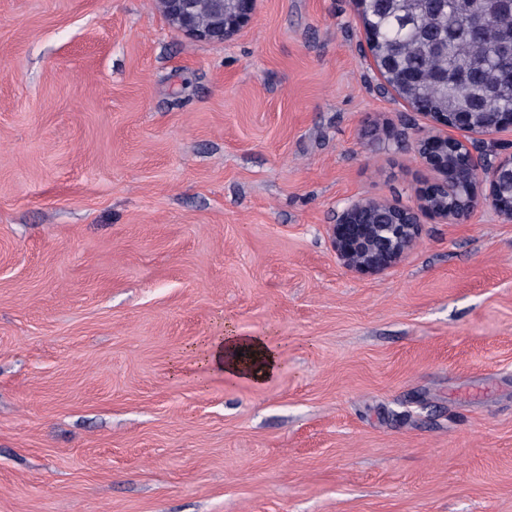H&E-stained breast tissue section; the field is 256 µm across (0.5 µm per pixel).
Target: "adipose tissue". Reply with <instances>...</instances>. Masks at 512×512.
Listing matches in <instances>:
<instances>
[{"instance_id": "adipose-tissue-1", "label": "adipose tissue", "mask_w": 512, "mask_h": 512, "mask_svg": "<svg viewBox=\"0 0 512 512\" xmlns=\"http://www.w3.org/2000/svg\"><path fill=\"white\" fill-rule=\"evenodd\" d=\"M278 355L261 336H244L233 328L213 337L207 344L199 365L210 371L261 384L278 367Z\"/></svg>"}]
</instances>
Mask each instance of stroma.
<instances>
[{
	"instance_id": "35a3bbf8",
	"label": "stroma",
	"mask_w": 512,
	"mask_h": 512,
	"mask_svg": "<svg viewBox=\"0 0 512 512\" xmlns=\"http://www.w3.org/2000/svg\"><path fill=\"white\" fill-rule=\"evenodd\" d=\"M433 129L353 0L221 43L0 0V512H512V222L375 276L332 247L349 199L414 205ZM229 324L270 381L199 378Z\"/></svg>"
}]
</instances>
